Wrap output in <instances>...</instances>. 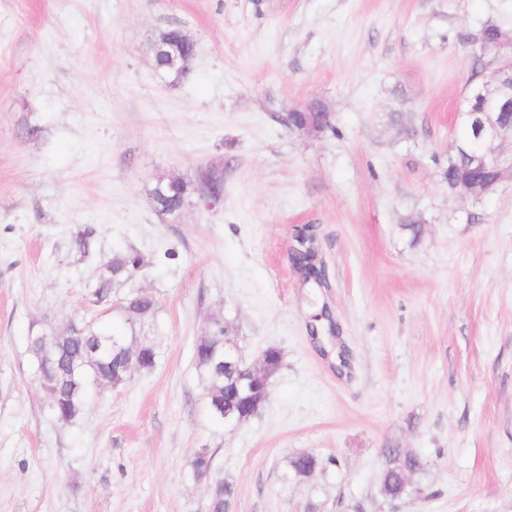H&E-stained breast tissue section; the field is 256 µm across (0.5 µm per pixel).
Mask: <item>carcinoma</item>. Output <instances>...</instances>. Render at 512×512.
Wrapping results in <instances>:
<instances>
[{"label": "carcinoma", "instance_id": "obj_1", "mask_svg": "<svg viewBox=\"0 0 512 512\" xmlns=\"http://www.w3.org/2000/svg\"><path fill=\"white\" fill-rule=\"evenodd\" d=\"M482 142L476 138L470 124L462 123V130L455 152L448 158V167L443 173L448 191H456L462 183L478 181L486 186L498 184L499 174L490 166L478 167L473 164L475 153ZM192 185L180 180L169 186L166 208L160 215H176L184 201L190 196ZM139 264L135 256L121 254L112 258V274L101 280L97 294H102L110 283L128 276ZM128 337L120 331L109 328H94L84 323L70 325L65 334H50L48 341L34 336L30 340L32 353L48 405L58 419L69 422L83 411L88 381L101 386L116 387L124 383L129 374L126 363L132 346ZM136 364L139 370L149 371L156 363L157 351L149 343L139 342ZM194 358L196 367L204 382L205 398L209 410L215 414L233 410L238 400L230 393L231 379L236 371L224 369V323L217 320L198 337ZM384 466L380 477V492L388 499L401 498L408 488V477L401 470L408 465L415 454L402 448L384 449ZM297 476H306L319 468L318 458L302 454L289 461ZM234 490L222 484V491L212 498L211 512H229Z\"/></svg>", "mask_w": 512, "mask_h": 512}]
</instances>
